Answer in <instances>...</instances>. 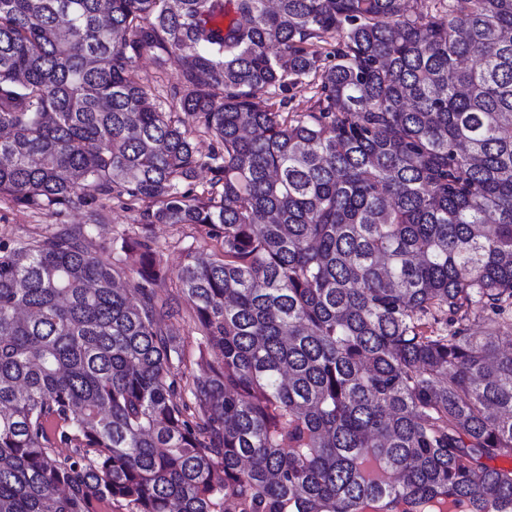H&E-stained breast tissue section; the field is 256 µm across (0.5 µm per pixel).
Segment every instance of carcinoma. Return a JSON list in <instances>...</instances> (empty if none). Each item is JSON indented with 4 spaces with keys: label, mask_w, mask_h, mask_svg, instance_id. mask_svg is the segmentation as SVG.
I'll return each instance as SVG.
<instances>
[{
    "label": "carcinoma",
    "mask_w": 512,
    "mask_h": 512,
    "mask_svg": "<svg viewBox=\"0 0 512 512\" xmlns=\"http://www.w3.org/2000/svg\"><path fill=\"white\" fill-rule=\"evenodd\" d=\"M234 6L0 0V193L223 239L177 271L190 404L147 237L0 245V512H512V0ZM135 67L138 77L152 91L160 92V100L168 109L172 104L170 90L173 87L182 88L183 66L173 57L161 55L158 50L146 49L136 59ZM307 83L289 84L284 90H277L272 102L275 103V110L280 112H305L310 106L309 100L315 93V88L306 85ZM182 317L177 321L168 322L177 342L180 343L184 353V369L188 374L197 373V363L200 361L198 347L199 338L202 334L201 327L194 309L188 303L182 301Z\"/></svg>",
    "instance_id": "cac0c4a2"
}]
</instances>
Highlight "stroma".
Instances as JSON below:
<instances>
[{"mask_svg": "<svg viewBox=\"0 0 512 512\" xmlns=\"http://www.w3.org/2000/svg\"><path fill=\"white\" fill-rule=\"evenodd\" d=\"M136 73L152 90L161 94L164 106H171L170 90L182 85L183 67L159 51L146 49L137 58ZM86 227V245L90 251L111 248L112 241L122 233L148 235L157 247L170 275L160 284V295L179 292L175 274L187 256L211 260L221 247L219 239L210 237L206 226L200 224H153L143 226L138 210L122 208L112 200H96L85 206L57 207L35 211L15 204L0 194V242L12 244L32 236H47L63 227ZM174 337L184 353L186 373L198 370V347L201 327L191 306H184L182 316L171 322Z\"/></svg>", "mask_w": 512, "mask_h": 512, "instance_id": "obj_1", "label": "stroma"}]
</instances>
